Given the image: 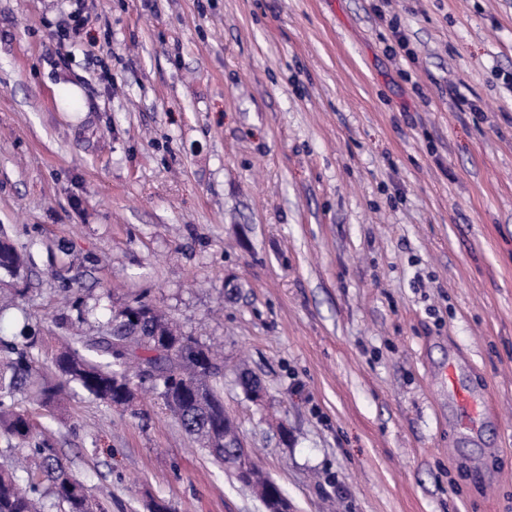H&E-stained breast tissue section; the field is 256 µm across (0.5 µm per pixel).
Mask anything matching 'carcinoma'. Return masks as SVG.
<instances>
[{"instance_id": "cac0c4a2", "label": "carcinoma", "mask_w": 512, "mask_h": 512, "mask_svg": "<svg viewBox=\"0 0 512 512\" xmlns=\"http://www.w3.org/2000/svg\"><path fill=\"white\" fill-rule=\"evenodd\" d=\"M24 264L17 249L0 240V272L14 275L13 267ZM139 321L124 311L112 313L100 335L77 337L87 353L67 349L55 359L63 381L54 383L33 368L29 349L38 337L24 336L21 344L5 357L11 373L7 384L0 382V431L16 441L8 461L0 463V512H108L105 502L90 494L82 481L59 458L48 440L32 443L33 421L28 412L18 410L14 394L34 388L40 403H58L65 386L74 384L95 399L115 407H127L119 390L125 382L155 377L151 389H164L181 407L178 416L184 431L203 448L210 449L209 413L201 405L215 407L223 399L209 378L218 369L213 351L192 336L178 332L175 325L147 299L133 301Z\"/></svg>"}]
</instances>
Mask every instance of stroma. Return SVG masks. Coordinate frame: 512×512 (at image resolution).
Returning a JSON list of instances; mask_svg holds the SVG:
<instances>
[{
    "label": "stroma",
    "mask_w": 512,
    "mask_h": 512,
    "mask_svg": "<svg viewBox=\"0 0 512 512\" xmlns=\"http://www.w3.org/2000/svg\"><path fill=\"white\" fill-rule=\"evenodd\" d=\"M370 2L0 0V337L145 296L294 512H512V0ZM14 401L109 512H265L151 388Z\"/></svg>",
    "instance_id": "35a3bbf8"
}]
</instances>
